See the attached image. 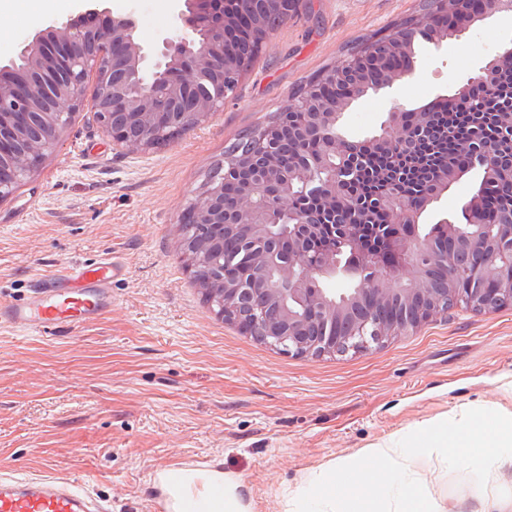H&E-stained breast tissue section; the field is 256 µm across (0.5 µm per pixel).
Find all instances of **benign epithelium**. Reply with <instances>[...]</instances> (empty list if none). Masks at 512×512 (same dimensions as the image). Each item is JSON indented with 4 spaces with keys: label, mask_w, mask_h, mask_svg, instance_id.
Instances as JSON below:
<instances>
[{
    "label": "benign epithelium",
    "mask_w": 512,
    "mask_h": 512,
    "mask_svg": "<svg viewBox=\"0 0 512 512\" xmlns=\"http://www.w3.org/2000/svg\"><path fill=\"white\" fill-rule=\"evenodd\" d=\"M301 2L239 0L238 12L226 15L222 0H183L174 28L151 49L138 42L130 13L106 15L94 25L71 20L47 26L22 44L16 58L0 65V202L53 150L83 105L88 76H94L91 110L116 145L142 150L171 142L223 107L246 75V60L224 43V29L258 28L272 10L290 17ZM501 2L431 0L426 12L398 23L392 39L369 42L325 73L322 83L290 96L277 117L304 113L302 137L277 143L259 129L249 135L246 152L225 158L229 170L244 173L245 188L236 204L227 207L224 182L211 179L180 216V223L197 224L203 231L210 224L224 225L254 260L253 278L238 281L227 277L224 264L212 257L220 243L201 240L183 246L188 267L205 272L204 294L224 321L284 351L319 357L359 337L379 341L412 331L448 313L450 297H460V303L478 312L512 306V274L503 275L500 267L501 260L512 258L511 223H473L465 231L445 224L443 231L458 241V248L444 253L435 250L431 237L411 232L422 211L470 167L483 168L487 187L512 183V168H503L491 150L462 147L460 164L441 174L418 202L394 200L393 222L409 232L391 238L385 258L361 247V224L370 205L351 198L320 211L305 205L336 198L339 173L358 162V153L399 146L414 132L424 134L428 113L456 105L479 108L477 89L501 69L512 68V45L496 51L452 95L415 111L418 122H407V111L396 108L380 132L364 140H349L337 131L358 91L412 76L416 37L433 40L439 30L461 34L498 11ZM33 127L40 132L37 139L26 136ZM309 138L325 147L324 158L315 164L301 149ZM285 145L292 149L286 170L276 164ZM317 168L325 172L318 179L312 176ZM323 233L336 238V249L314 259L307 256L308 240ZM440 266L448 269L443 281L434 275ZM461 276L469 278L470 288L459 296L454 285ZM338 277L353 281L354 287L340 293L320 287ZM378 307L392 311L389 321L378 319Z\"/></svg>",
    "instance_id": "obj_1"
}]
</instances>
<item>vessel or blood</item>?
Segmentation results:
<instances>
[{"instance_id": "1", "label": "vessel or blood", "mask_w": 512, "mask_h": 512, "mask_svg": "<svg viewBox=\"0 0 512 512\" xmlns=\"http://www.w3.org/2000/svg\"><path fill=\"white\" fill-rule=\"evenodd\" d=\"M121 265L105 257L72 263L46 277L22 301L0 300V328L67 331L112 308L110 285ZM0 512H112L78 478L0 472Z\"/></svg>"}]
</instances>
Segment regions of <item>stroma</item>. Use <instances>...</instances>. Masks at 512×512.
Wrapping results in <instances>:
<instances>
[{
  "instance_id": "35a3bbf8",
  "label": "stroma",
  "mask_w": 512,
  "mask_h": 512,
  "mask_svg": "<svg viewBox=\"0 0 512 512\" xmlns=\"http://www.w3.org/2000/svg\"><path fill=\"white\" fill-rule=\"evenodd\" d=\"M134 12L152 45L174 0H102ZM51 0L48 15L17 14L0 63L23 39L86 10ZM423 9V0H303L219 109L161 148L114 145L82 106L34 175L0 202V298L24 299L71 262L104 256L112 309L56 335L0 329V471L81 477L112 512H160L158 475L194 461L243 487L251 512H286L289 490L319 467L399 442L416 427L472 408L512 412V308L459 305L417 330L343 354L285 353L221 320L184 263L179 214L226 150L265 127L288 99L348 53ZM512 42V17L491 14L440 42H416V70L356 100L349 139L377 134L393 107L418 109L453 93ZM483 177L470 170L418 220L457 223ZM475 480L435 459L424 488L442 512H473Z\"/></svg>"
}]
</instances>
